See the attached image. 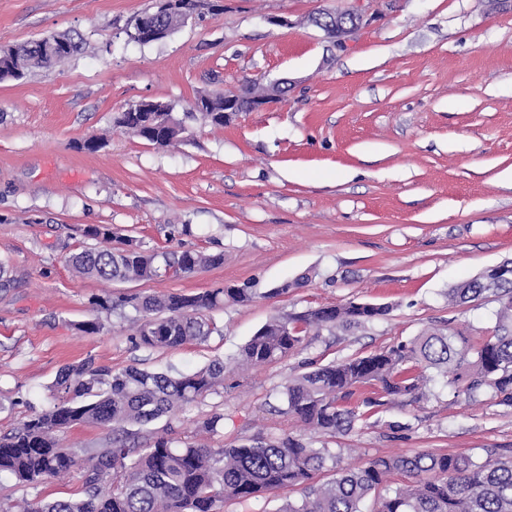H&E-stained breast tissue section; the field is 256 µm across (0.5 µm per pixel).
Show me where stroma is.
<instances>
[{"label": "stroma", "instance_id": "35a3bbf8", "mask_svg": "<svg viewBox=\"0 0 512 512\" xmlns=\"http://www.w3.org/2000/svg\"><path fill=\"white\" fill-rule=\"evenodd\" d=\"M156 0H0V47L80 36L65 62L0 83V433L53 406L66 365L191 372L231 362L272 316L349 301L390 312L358 329H310L284 359L240 373L174 416L140 427L142 441L193 439L219 413L215 448L287 434L332 454L313 482L379 456L512 455V408L435 379L426 399L378 407L375 424L336 436L284 414L283 387L307 363L365 356L431 327L479 337L497 303L449 302L455 284L512 259V0H224L220 15L140 44L128 18ZM353 11L343 44L314 19ZM284 82L285 95L213 127L191 118L202 92L244 78ZM145 99L172 106L186 133L162 150L116 124ZM149 250L223 253V265L107 284L66 259L92 247L84 228ZM302 287L272 295L283 282ZM250 285L254 298L209 313L203 342L154 350L134 342L135 310L96 297L193 295ZM96 320L97 334L77 331ZM72 472L32 490L0 474V512L79 492ZM282 489L214 512H276L300 503Z\"/></svg>", "mask_w": 512, "mask_h": 512}]
</instances>
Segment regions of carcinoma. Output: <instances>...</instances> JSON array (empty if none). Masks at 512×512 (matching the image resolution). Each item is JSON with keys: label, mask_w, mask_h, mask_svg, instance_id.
Wrapping results in <instances>:
<instances>
[{"label": "carcinoma", "mask_w": 512, "mask_h": 512, "mask_svg": "<svg viewBox=\"0 0 512 512\" xmlns=\"http://www.w3.org/2000/svg\"><path fill=\"white\" fill-rule=\"evenodd\" d=\"M181 15L160 8L142 11L130 17L127 29L171 32L179 28ZM47 39L56 44L59 56L45 55ZM81 47V40L68 33L48 35L5 49L6 67L25 75L60 63ZM199 119L212 126L226 124L224 92L213 94L211 111L199 113ZM118 123L159 148L180 137L164 127L158 112L130 109ZM84 235L99 241V246L69 256V264L81 276L108 283L152 280L167 271L189 274L224 261L221 254L149 253L129 241L114 247L112 229L104 225L89 226ZM484 294L499 303L493 335L475 340L458 329L430 328L369 356L321 364L288 379L285 413L324 435L347 433L370 419L386 398L424 397L428 370L470 397L490 391L499 404L512 407V274H482L452 288L448 298L463 304ZM253 297L246 286H230L195 295H135L125 303L140 314L136 343L175 349L211 336L209 311ZM387 310L382 304L350 301L290 318L275 317L240 349L236 362L272 363L291 353L301 343V333L311 327L348 331ZM226 370L220 359L177 376L136 366L117 372L90 363L65 366L54 381L57 403L0 434V473L33 489L66 476L78 465V456L62 444L61 434L77 425H96L111 430L110 446L82 467L78 496L37 497L27 503L25 512H214L219 498L250 499L296 486L304 489L302 503L289 502L280 512H362L360 505L370 496L376 501L375 512H512V460L496 456L493 449L479 461L433 453L381 456L316 486L311 484L313 476L332 455L329 449L312 448L292 435L274 442L257 438L250 445L230 448L171 437L136 445L129 426L174 414L216 391L224 385ZM362 387L375 388L377 396L364 399L361 411L350 405L349 398Z\"/></svg>", "instance_id": "obj_1"}]
</instances>
